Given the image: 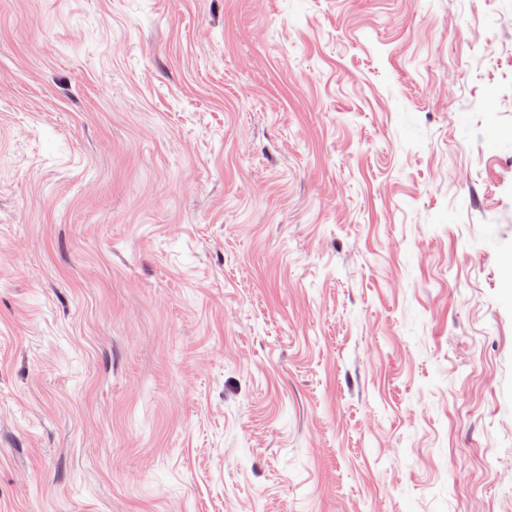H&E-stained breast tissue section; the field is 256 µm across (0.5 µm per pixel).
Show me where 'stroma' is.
I'll list each match as a JSON object with an SVG mask.
<instances>
[{"instance_id": "1", "label": "stroma", "mask_w": 512, "mask_h": 512, "mask_svg": "<svg viewBox=\"0 0 512 512\" xmlns=\"http://www.w3.org/2000/svg\"><path fill=\"white\" fill-rule=\"evenodd\" d=\"M0 512H512V0H0Z\"/></svg>"}]
</instances>
